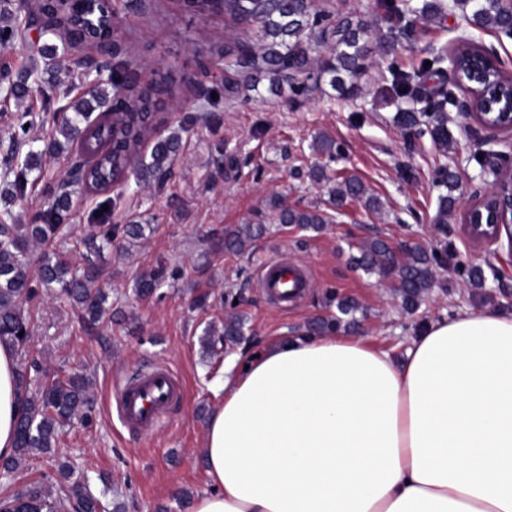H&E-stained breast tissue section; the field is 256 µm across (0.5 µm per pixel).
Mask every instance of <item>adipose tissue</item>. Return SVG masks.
Segmentation results:
<instances>
[{"label": "adipose tissue", "instance_id": "obj_1", "mask_svg": "<svg viewBox=\"0 0 512 512\" xmlns=\"http://www.w3.org/2000/svg\"><path fill=\"white\" fill-rule=\"evenodd\" d=\"M189 512H512V313L430 321L404 357L329 333L224 367ZM17 354L0 343V457Z\"/></svg>", "mask_w": 512, "mask_h": 512}]
</instances>
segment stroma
I'll list each match as a JSON object with an SVG mask.
<instances>
[{"label":"stroma","instance_id":"obj_1","mask_svg":"<svg viewBox=\"0 0 512 512\" xmlns=\"http://www.w3.org/2000/svg\"><path fill=\"white\" fill-rule=\"evenodd\" d=\"M315 4L328 21L353 17L374 24L367 41L371 67L357 96L338 98L325 83L302 96H275L263 81L247 97L210 105L198 90L220 86L224 75L216 70L203 75V63L218 52H237L239 42L254 40V28L221 15L192 14L182 0H118L123 46L137 61L139 87L160 80L167 88L156 100L153 136L179 135L181 148L173 161L175 175L164 186L140 183L131 175L116 190L109 221L142 224L146 230L137 240L104 249L96 259L101 285L110 291L112 314L88 323L46 289L28 306L32 357L51 376L86 369L95 410L90 426L76 421L60 431L54 453L29 458L14 486L38 481L60 490L57 466L66 462L109 512H160L164 507L187 512L188 499L212 492L200 450L208 417L223 397L218 384L225 359L208 350L204 338L219 336L228 314L245 321L237 351L247 357L335 317L337 302L345 298L358 306L352 335L399 351L429 321L449 319L465 309L512 312V273H503L492 257V243L470 238L461 223L481 186L476 158L484 145L453 111L448 114L447 149L402 128L395 121L397 98L387 70L392 60L411 70L440 48L455 49L463 38L494 50L512 69V39L473 26L456 8L441 18L418 19L411 36L393 38L379 0ZM68 60L63 52L51 60L50 82L42 91L22 99L0 93V175L17 162L11 142L17 113L42 111L48 97L58 107L77 97ZM50 131L46 125L31 133L32 148L42 158L23 198L4 196L6 184L0 179V213L10 212L14 223H31L46 209L74 157L70 151L44 153ZM321 136L334 141V156L313 150ZM315 165L332 178L360 176L381 209L368 211L358 201L329 207L327 184L307 176ZM445 165L456 172L459 188L455 211L439 224L440 190L433 173ZM272 195L292 208L326 210L329 220L318 231L281 226L266 207ZM99 203V197L73 193L66 237L51 244L66 252L73 266L84 263L80 240ZM257 221L268 232L244 253L212 249V232ZM374 238L441 249L455 265L436 269L434 285L410 314L397 289L350 262ZM276 255L304 267L310 278L309 288L285 307L275 305L257 286L258 269ZM161 264L174 269L175 277L156 295L138 298L135 278ZM474 267L482 271V286L469 280ZM161 363L181 378L182 398L166 426L149 434L130 433L116 416L117 381Z\"/></svg>","mask_w":512,"mask_h":512}]
</instances>
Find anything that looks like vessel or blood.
<instances>
[{
  "label": "vessel or blood",
  "mask_w": 512,
  "mask_h": 512,
  "mask_svg": "<svg viewBox=\"0 0 512 512\" xmlns=\"http://www.w3.org/2000/svg\"><path fill=\"white\" fill-rule=\"evenodd\" d=\"M257 280L266 294L288 303L308 286L307 279L280 257H273L257 272ZM181 393L177 375L159 365L137 380L123 381L115 396L117 414L125 427L151 432L168 423L169 410Z\"/></svg>",
  "instance_id": "vessel-or-blood-1"
}]
</instances>
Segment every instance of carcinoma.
<instances>
[{"label":"carcinoma","instance_id":"1","mask_svg":"<svg viewBox=\"0 0 512 512\" xmlns=\"http://www.w3.org/2000/svg\"><path fill=\"white\" fill-rule=\"evenodd\" d=\"M193 12L199 15L223 14L237 24L256 28V46L242 44L236 55L224 54V86L217 94L231 100L240 88L257 90L261 78L269 81V91L278 95L283 84L289 92L300 96L315 89L319 83L328 81L342 98H348L359 90L358 80L370 67L365 53L364 40L371 32L365 20L340 19L336 23H325V16L314 10V0H188ZM456 6L465 17L480 28H490L506 36H512V7L504 0H457ZM382 7L389 18L405 23V34L412 33L411 17H441L445 12L443 0H404L397 7L394 0H382ZM45 10L51 21L42 27L45 36H65V45L73 47L74 37L105 27L106 12L110 6L98 0L88 9L78 8L75 0H36L27 7L20 3L13 16V23L0 26V50L15 47L23 19L28 13ZM322 26L330 40L325 44L314 38V27ZM58 50L53 43H44L31 57L28 70L18 75L11 84L12 94L24 96L34 85L45 83L48 70L41 65L43 59ZM461 74L468 73L476 59V48L463 44L453 53ZM448 59L443 48L431 59L432 65L419 67L413 73L403 71L391 63L388 70L392 81L400 88L408 89L414 78L435 70V66ZM134 60L121 57L113 65L112 89H123L124 109L116 114L112 122L104 116L92 118L93 112L109 106L112 98L107 90L95 87L86 96L74 101L62 112L55 134L44 145L48 154L60 152L63 143L80 141L81 133L87 134L88 146L100 156L97 167L79 187L90 193L99 185L112 180L126 181L131 167L130 154L151 134V120L155 107V95L159 87L140 88L127 79ZM456 104L452 92L442 88L421 109L406 108L399 112V123L409 129L425 126L431 141L438 147H448V107ZM428 121L420 123V114ZM40 115L25 111L18 115L11 139L15 146L30 145L29 130L40 125ZM180 149L177 137L158 140L151 150V162L141 163L136 176L140 180L162 184L173 174L174 157ZM39 153L30 150L22 164L11 170L13 180L9 182L15 192L21 194L28 184L29 173L35 169ZM436 186L445 189L439 195L437 223L445 224L448 214L456 203L454 192L458 189L456 174L447 167L436 172ZM348 200L363 203L370 211H377L380 202L368 195L362 180L353 174L342 177L330 190V202L338 207ZM268 208L275 212L281 224L295 225L303 230L318 231L326 223V215L315 207L288 208L280 198L272 196ZM69 211V193L56 195L53 203L39 216L36 224H9L10 213L0 217V342L12 345L19 357L18 382L23 393L20 416L17 420V440L11 457H0V478L12 480L21 463L31 456H38L55 447L58 431L78 420L86 425L92 422V403L89 377L84 372L72 371L62 377L39 379L31 377L28 368L39 371L36 363L26 364L31 340V318L25 305L38 294L37 287L58 288V295L80 312L82 318L97 322L107 312L108 294L100 287V274L93 260L101 249L110 247L121 238L134 240L142 235V225L126 224L113 226L99 216L96 223L87 225L80 243L86 249L85 266L82 273L72 271L67 253L64 251L36 252L34 246L48 244L65 228ZM266 232L263 224H241L224 229L217 243L224 250L243 252L247 240L255 239ZM391 257L389 245L381 239H373L360 249V255L351 257L352 263L370 274H381ZM444 258L443 251L415 249L408 253L399 288L404 306L413 310L433 282L435 267ZM175 272L164 265L137 278L135 292L141 297H150ZM244 323L240 316L231 315L224 322V339L235 343L243 336ZM69 495L75 500L78 512H101V500L91 495L79 480L69 485ZM11 503L13 512H56L60 503L52 492L41 484H29L15 489L3 498Z\"/></svg>","mask_w":512,"mask_h":512}]
</instances>
